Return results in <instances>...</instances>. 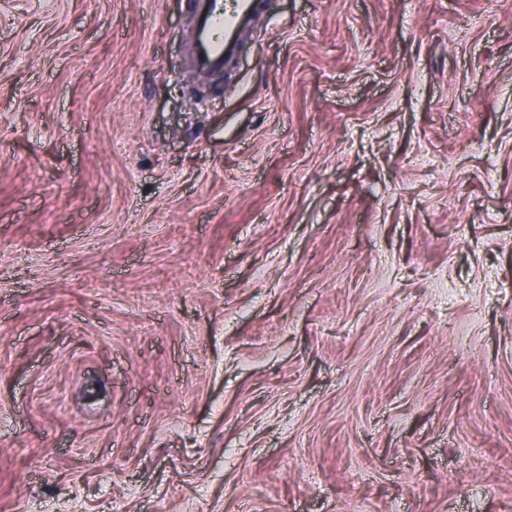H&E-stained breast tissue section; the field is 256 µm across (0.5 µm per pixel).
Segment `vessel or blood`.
<instances>
[{"label": "vessel or blood", "mask_w": 512, "mask_h": 512, "mask_svg": "<svg viewBox=\"0 0 512 512\" xmlns=\"http://www.w3.org/2000/svg\"><path fill=\"white\" fill-rule=\"evenodd\" d=\"M259 5L260 0H190L189 64L199 76L211 82L223 78L243 35L255 23Z\"/></svg>", "instance_id": "obj_1"}]
</instances>
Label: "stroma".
Segmentation results:
<instances>
[{
    "label": "stroma",
    "instance_id": "stroma-1",
    "mask_svg": "<svg viewBox=\"0 0 512 512\" xmlns=\"http://www.w3.org/2000/svg\"><path fill=\"white\" fill-rule=\"evenodd\" d=\"M0 0V512H512V0ZM259 5V0H190L189 64L199 76L211 82L224 77L243 35L255 23Z\"/></svg>",
    "mask_w": 512,
    "mask_h": 512
}]
</instances>
